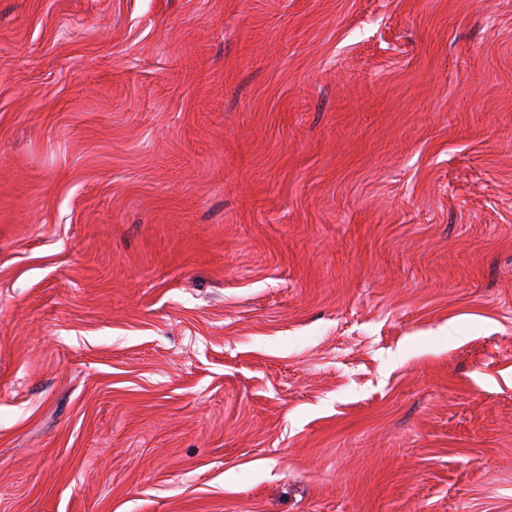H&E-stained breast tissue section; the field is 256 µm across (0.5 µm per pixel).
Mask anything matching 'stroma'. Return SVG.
Returning a JSON list of instances; mask_svg holds the SVG:
<instances>
[{"mask_svg": "<svg viewBox=\"0 0 512 512\" xmlns=\"http://www.w3.org/2000/svg\"><path fill=\"white\" fill-rule=\"evenodd\" d=\"M0 512H512V0H0Z\"/></svg>", "mask_w": 512, "mask_h": 512, "instance_id": "35a3bbf8", "label": "stroma"}]
</instances>
